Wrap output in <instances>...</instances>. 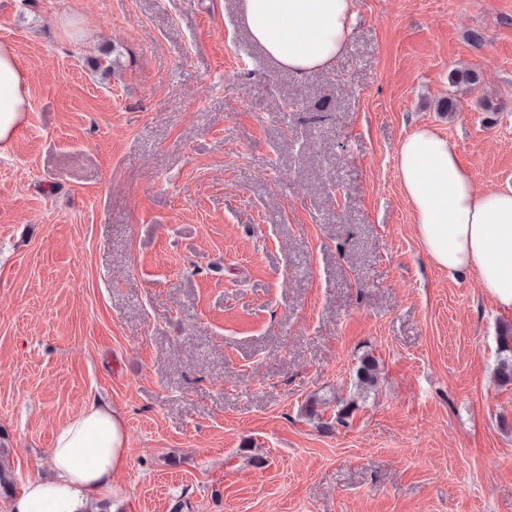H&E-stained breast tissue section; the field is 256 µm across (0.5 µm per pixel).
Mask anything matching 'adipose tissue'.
I'll return each mask as SVG.
<instances>
[{
  "instance_id": "ef3b65f1",
  "label": "adipose tissue",
  "mask_w": 512,
  "mask_h": 512,
  "mask_svg": "<svg viewBox=\"0 0 512 512\" xmlns=\"http://www.w3.org/2000/svg\"><path fill=\"white\" fill-rule=\"evenodd\" d=\"M353 0H243L254 40L281 67L305 75L330 70L345 50ZM28 74L10 43L0 42V148L15 138L29 110ZM395 166L429 259L449 275L474 273L495 303L512 308V188L480 192L451 141L422 126L406 136ZM120 411L96 399L55 435L49 478L28 480L11 512H93L119 499L126 466Z\"/></svg>"
}]
</instances>
